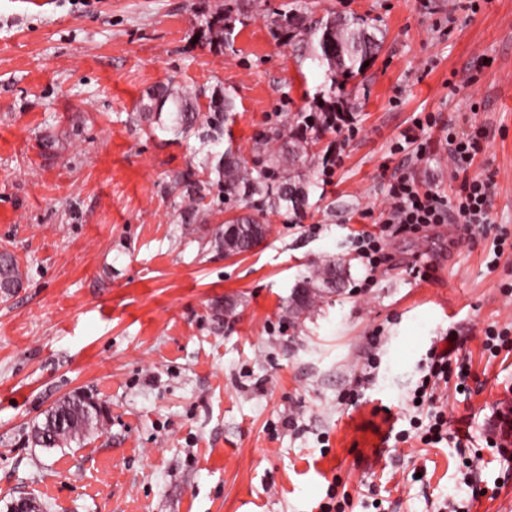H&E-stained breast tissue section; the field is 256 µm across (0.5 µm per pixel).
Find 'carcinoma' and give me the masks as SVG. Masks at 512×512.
I'll return each mask as SVG.
<instances>
[{"label":"carcinoma","mask_w":512,"mask_h":512,"mask_svg":"<svg viewBox=\"0 0 512 512\" xmlns=\"http://www.w3.org/2000/svg\"><path fill=\"white\" fill-rule=\"evenodd\" d=\"M277 30H291L298 36L305 58L324 71L330 88H336V77H353L364 69L380 48L379 40L371 33L355 26L350 20L336 15L310 21L301 15L280 14L270 20ZM208 42L220 46L229 34L230 19L219 15L206 22ZM234 108L233 98L226 93L213 98L208 111L200 112L191 95L165 89L150 93L141 102L142 113L161 116L164 112L174 115L172 125L162 129L176 135H195L205 143L219 145L224 140V124ZM329 129L327 121L301 125L290 136L287 153L270 151L269 144L280 139V131L274 130L261 141L264 160L249 167L227 146L212 153L205 160L206 168L217 174L216 186L224 200L243 196L255 199V213L227 220L237 225L234 235H224L217 229L214 245L229 252H243L263 239L268 231L263 222L267 212H303L309 199V187L315 174L312 146L319 135ZM344 281L346 268L340 262L329 260L316 266L309 275L296 285L289 314L295 320L308 313L321 298L322 289L330 286V274ZM22 277L16 258L8 251L0 252V293L8 297L21 287ZM90 395L83 392L69 394L54 402L44 412L41 422L31 430L32 443L41 448H56L76 439L94 419L97 410L89 403Z\"/></svg>","instance_id":"carcinoma-1"}]
</instances>
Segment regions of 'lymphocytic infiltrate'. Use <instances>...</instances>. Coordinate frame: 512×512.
<instances>
[{
  "label": "lymphocytic infiltrate",
  "instance_id": "obj_1",
  "mask_svg": "<svg viewBox=\"0 0 512 512\" xmlns=\"http://www.w3.org/2000/svg\"><path fill=\"white\" fill-rule=\"evenodd\" d=\"M483 131L449 130V161L454 173L463 177L459 191L448 199L423 189L410 173L394 170L387 182L389 206L381 212L374 230L354 234L352 252L366 273H374L390 264L386 251L389 238L419 234L439 224L461 225L464 233H472L490 221L491 198L496 182L493 175L467 178L466 173L482 151ZM448 351L434 353L426 374L411 400L414 410L409 418L411 429L423 444L434 445L448 437V411L438 405L433 389L448 377Z\"/></svg>",
  "mask_w": 512,
  "mask_h": 512
}]
</instances>
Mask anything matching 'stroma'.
Returning <instances> with one entry per match:
<instances>
[{
  "label": "stroma",
  "mask_w": 512,
  "mask_h": 512,
  "mask_svg": "<svg viewBox=\"0 0 512 512\" xmlns=\"http://www.w3.org/2000/svg\"><path fill=\"white\" fill-rule=\"evenodd\" d=\"M0 0V250L23 284L0 299V512L22 495L44 512H512V350L491 355L488 325L512 324V0ZM230 15L223 48L201 37ZM276 13L368 25L381 48L331 89L276 36ZM182 88L207 110L231 93L224 138L247 164L265 134L287 133L337 94L356 136L325 132L303 215L271 213L263 243L227 256L212 233L251 213L222 201L197 137L146 121L138 104ZM435 115L424 157L394 152L418 113ZM484 128L469 176L494 174L491 222L389 238L391 266L373 283L351 233L374 224L394 169L454 197L446 124ZM339 153L331 173L324 157ZM192 175L213 215L186 232ZM343 287L288 317L295 285L328 260ZM426 278L413 277V267ZM378 348H371L373 331ZM468 393L438 385L447 441L401 442L410 400L448 331ZM372 380L345 401L367 357ZM91 392L103 408L89 434L59 448L28 443L56 400ZM485 465L464 480L463 458Z\"/></svg>",
  "instance_id": "35a3bbf8"
}]
</instances>
